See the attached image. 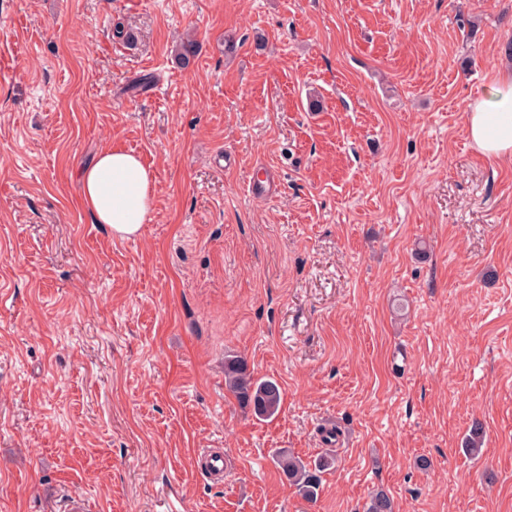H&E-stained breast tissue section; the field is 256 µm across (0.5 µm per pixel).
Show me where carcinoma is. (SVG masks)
Masks as SVG:
<instances>
[{
  "label": "carcinoma",
  "instance_id": "carcinoma-1",
  "mask_svg": "<svg viewBox=\"0 0 512 512\" xmlns=\"http://www.w3.org/2000/svg\"><path fill=\"white\" fill-rule=\"evenodd\" d=\"M197 44L193 39L183 40L176 49L178 60L189 65L195 57ZM224 384L238 403L258 419H270L279 413L282 394L279 385L269 379L254 378L246 361L237 355L224 359ZM275 466L282 471L290 482L298 487L299 492L308 500L317 497L321 485V474L336 464V456L327 453L308 465L302 460L286 453L278 452L273 457ZM391 498L384 492L375 493L366 512H393Z\"/></svg>",
  "mask_w": 512,
  "mask_h": 512
}]
</instances>
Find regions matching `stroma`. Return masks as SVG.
Returning a JSON list of instances; mask_svg holds the SVG:
<instances>
[{
    "label": "stroma",
    "instance_id": "35a3bbf8",
    "mask_svg": "<svg viewBox=\"0 0 512 512\" xmlns=\"http://www.w3.org/2000/svg\"><path fill=\"white\" fill-rule=\"evenodd\" d=\"M505 75L512 0H0V512H512V158L466 126ZM107 147L156 173L130 239ZM324 427L308 501L272 456ZM153 170L131 151L105 148L80 173V195L94 223L113 237L136 235L154 208ZM224 384L238 403L256 418L270 419L279 413L282 401L279 385L269 379L254 378L242 357H225Z\"/></svg>",
    "mask_w": 512,
    "mask_h": 512
}]
</instances>
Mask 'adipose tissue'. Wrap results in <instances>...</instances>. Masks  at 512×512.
Segmentation results:
<instances>
[{"mask_svg": "<svg viewBox=\"0 0 512 512\" xmlns=\"http://www.w3.org/2000/svg\"><path fill=\"white\" fill-rule=\"evenodd\" d=\"M468 134L487 156H512V80L505 81L495 102L472 100L467 108ZM153 170L131 151L106 148L80 173V195L94 223L112 236L126 238L148 223L154 208Z\"/></svg>", "mask_w": 512, "mask_h": 512, "instance_id": "adipose-tissue-1", "label": "adipose tissue"}]
</instances>
